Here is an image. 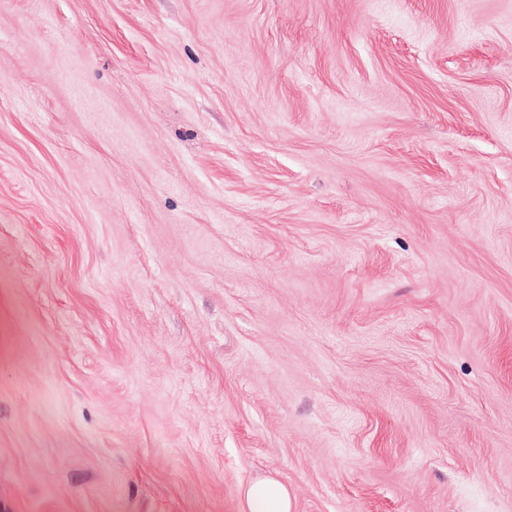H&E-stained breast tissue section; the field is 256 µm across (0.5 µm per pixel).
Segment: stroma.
Masks as SVG:
<instances>
[{"mask_svg": "<svg viewBox=\"0 0 512 512\" xmlns=\"http://www.w3.org/2000/svg\"><path fill=\"white\" fill-rule=\"evenodd\" d=\"M512 512V0H0V512ZM246 512H291L288 489L275 479H267L243 491Z\"/></svg>", "mask_w": 512, "mask_h": 512, "instance_id": "1", "label": "stroma"}]
</instances>
